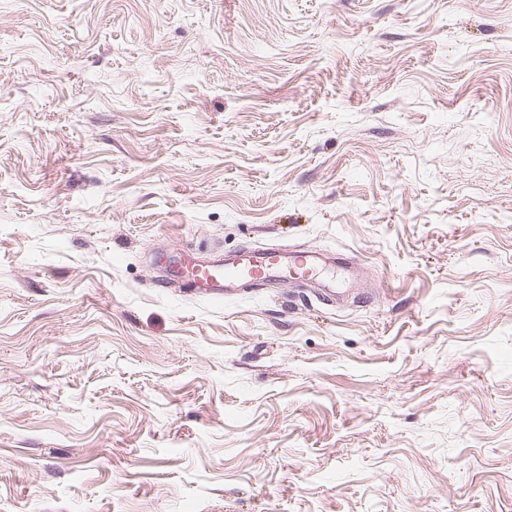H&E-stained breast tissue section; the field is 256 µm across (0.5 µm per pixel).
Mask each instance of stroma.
<instances>
[{
    "label": "stroma",
    "instance_id": "stroma-1",
    "mask_svg": "<svg viewBox=\"0 0 512 512\" xmlns=\"http://www.w3.org/2000/svg\"><path fill=\"white\" fill-rule=\"evenodd\" d=\"M0 512H512V0H0ZM311 254L306 250L263 248L226 257L216 264L195 261L186 268L187 284L202 296L223 299L241 283L258 284L272 277L313 282L319 271Z\"/></svg>",
    "mask_w": 512,
    "mask_h": 512
}]
</instances>
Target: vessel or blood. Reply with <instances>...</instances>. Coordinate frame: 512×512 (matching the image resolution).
Instances as JSON below:
<instances>
[{"label": "vessel or blood", "instance_id": "vessel-or-blood-1", "mask_svg": "<svg viewBox=\"0 0 512 512\" xmlns=\"http://www.w3.org/2000/svg\"><path fill=\"white\" fill-rule=\"evenodd\" d=\"M318 267L309 251L252 249L215 264L193 263L187 283L205 297L223 299L239 284H256L273 277L302 282L316 280Z\"/></svg>", "mask_w": 512, "mask_h": 512}]
</instances>
